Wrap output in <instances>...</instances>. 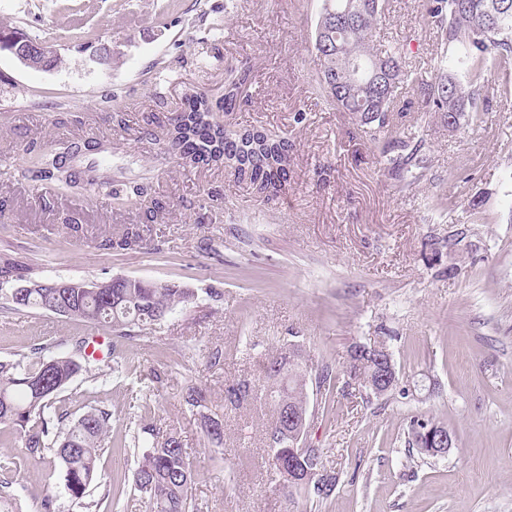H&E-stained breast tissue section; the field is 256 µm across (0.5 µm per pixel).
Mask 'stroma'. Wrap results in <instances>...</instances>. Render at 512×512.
<instances>
[{
	"mask_svg": "<svg viewBox=\"0 0 512 512\" xmlns=\"http://www.w3.org/2000/svg\"><path fill=\"white\" fill-rule=\"evenodd\" d=\"M321 0H0V30L54 42L53 70L0 52V252L44 280L129 276L189 289L193 304L116 349L119 371L77 377L57 396L73 415L106 406L111 438L140 419L176 427L194 464L192 512H512V77L482 123L452 131L418 96L401 101L423 134V164L397 177L351 120L315 90ZM386 41L408 40V69L434 75L444 51L425 0H385ZM112 46V63L93 51ZM243 94L221 121L278 132L293 146L288 183L258 197L223 165L165 149L186 91L219 98L227 71ZM106 137L148 179L141 205L59 194L12 167L24 148ZM80 225L72 232L65 217ZM148 227L137 251L103 239ZM465 237L449 252L448 237ZM220 292L212 300L211 292ZM84 323L0 310V360L49 343L70 349ZM384 344L399 371L376 398L346 366L354 344ZM298 347L309 371L330 364L331 397L309 398L305 443L322 449L336 488L287 502L268 462L272 410L225 406L227 385L257 382L266 357ZM223 352L220 365L209 351ZM203 390L224 413L207 447L183 402ZM456 436L447 454L408 445L414 417Z\"/></svg>",
	"mask_w": 512,
	"mask_h": 512,
	"instance_id": "obj_1",
	"label": "stroma"
}]
</instances>
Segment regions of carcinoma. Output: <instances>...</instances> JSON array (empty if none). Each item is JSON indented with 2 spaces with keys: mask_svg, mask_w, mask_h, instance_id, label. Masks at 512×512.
Segmentation results:
<instances>
[{
  "mask_svg": "<svg viewBox=\"0 0 512 512\" xmlns=\"http://www.w3.org/2000/svg\"><path fill=\"white\" fill-rule=\"evenodd\" d=\"M382 0H323L315 32V81L322 96L341 112L351 115L356 125L380 147L385 168L400 172L418 161L419 147L392 136L393 112L402 90L423 95L436 112L454 116V130L483 121L490 107L489 76L512 71V0H427L428 25L441 33L446 45L438 74L428 82L415 76L404 65L403 45L394 43L374 50L376 25ZM462 66L468 76L461 84L448 72V63ZM243 79L227 75L224 102L239 95ZM167 151L186 164H235L234 174L244 178L260 197L277 194L287 181L291 144L288 139L264 130L233 131L217 120L209 98L203 93L185 97L183 109L166 133ZM49 153L30 148L16 156V170L38 181H50L60 192H70L76 182L94 197L123 199L131 206L147 192L142 183L116 184L110 173L89 175L92 167H58ZM143 242L137 229L118 238H108V249L130 250ZM18 275L31 282L29 263L0 253V276ZM79 287L62 291L33 288L22 302L14 301L0 289V308L36 309L93 325L106 332L111 348L141 335L146 327L163 320L178 308L194 302L187 289L162 282L125 276L106 288ZM74 353L52 355L49 346L21 350L10 360H0V429L12 433L25 448V457L42 465L48 457L63 466L65 493L70 500L92 512L98 502L92 493L103 488V498L116 496V488L102 483L99 470L104 445L111 429L112 412L94 407L74 416L55 406L57 394L80 375L92 373L95 361L86 355L87 337L73 339ZM319 391L333 392L335 376L325 366L315 374L303 369L301 355L292 347L266 359L262 381L256 386L238 382L224 390V402L238 406L260 391L273 406L274 418L266 432L270 448L269 464L278 485L297 493L329 496L336 486V475L327 472L321 449L300 447V442L284 433L283 416L290 408L308 411L309 383ZM184 405L200 416L207 441L224 443V414L210 409L202 391L190 386ZM440 423L421 418L412 422V444L420 446L425 433ZM120 448H146L133 471L134 489L146 512H189V490L195 473L176 430L159 431L143 426L118 442ZM290 461L299 467L318 471L317 477L302 486L289 488L281 466ZM0 512H24L22 504L0 481Z\"/></svg>",
  "mask_w": 512,
  "mask_h": 512,
  "instance_id": "cac0c4a2",
  "label": "carcinoma"
}]
</instances>
